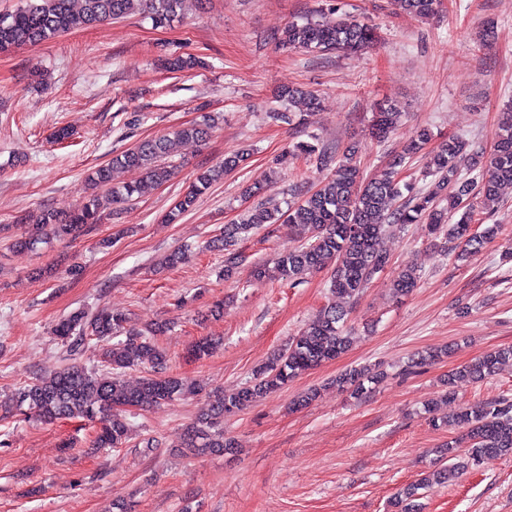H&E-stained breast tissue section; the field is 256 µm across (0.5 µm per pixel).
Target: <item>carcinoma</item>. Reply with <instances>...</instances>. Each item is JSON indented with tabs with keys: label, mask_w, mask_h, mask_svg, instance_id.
<instances>
[{
	"label": "carcinoma",
	"mask_w": 512,
	"mask_h": 512,
	"mask_svg": "<svg viewBox=\"0 0 512 512\" xmlns=\"http://www.w3.org/2000/svg\"><path fill=\"white\" fill-rule=\"evenodd\" d=\"M405 12L426 19L435 15L440 0H395ZM183 0H23L18 8L0 13V53L21 46L50 41L76 27H89L124 19L139 13L164 26L180 15ZM376 38L374 25L345 14L323 13L301 23L290 22L280 42L288 47L309 51L343 50L357 53ZM171 72H183L199 66L191 55L171 54L164 59ZM280 97L293 107L317 108L319 98L310 91L287 87ZM402 113L392 104L375 113L370 134L384 141L395 131ZM215 119L203 115L202 121L178 127L171 132L140 140L95 168L88 178L106 188L105 200L93 197L72 211L62 214L51 208L43 211L37 227L12 242V248L33 251L53 239H74L101 219L103 203L117 211L138 199L148 186H158L173 175L166 159L180 140H205ZM432 139L427 127L418 129L388 165L381 176L365 179L355 161L358 150L351 147L340 155L309 142L293 145L292 156L312 159L320 168L332 169V176L319 188L307 193L287 208H281L265 187L245 190L248 196L267 195L264 203L247 211L236 224L224 225V231L207 241L206 247L225 252L224 273L229 277L240 261L236 244L265 224H293L310 232L305 242L277 255L272 264H259L260 276L290 282L306 273L332 266V293L346 299L358 298L381 273L388 256L379 248L382 238L409 224H428L435 233L445 232L449 250L459 261L483 250L497 237L500 225L474 227L475 208L483 210L499 203L502 186L512 185V103L503 113L502 133L490 153L471 148L469 142L450 137L427 152ZM420 156L425 160L429 186L419 188L400 184V172L407 160ZM246 155L226 156L201 171L167 214L171 223L193 210L199 197L224 177L236 172ZM136 168L143 172L139 182L115 185L116 168ZM419 275L403 268L393 279L392 293L407 296L418 287ZM348 309L329 304L292 338L288 347L268 359L252 374L250 381L231 393H219L209 400L184 438L186 453L201 456L222 453L234 447L224 437V417L246 409L257 398L288 385L302 373L338 358L349 348L346 334ZM166 332L156 324L146 330L126 328L123 312L101 308L94 313L78 310L61 319L53 335L65 347V364L50 371L0 400V409L8 415L23 414L29 419L52 423L59 419L81 418L97 425L90 441L93 448H119L129 438L130 427L123 414L126 407L148 409L178 397L195 394V388L174 375L151 374L130 386L122 380L127 369L144 362L160 366L165 353L154 337ZM104 343L103 359L107 374L87 364L89 340ZM221 345L212 336L198 341L192 354L201 359ZM512 361V348L489 352L448 375V394L458 381L480 382L491 378L499 365ZM381 370L351 368L336 378L357 398L369 391V385L384 379ZM443 425L462 428L464 445L450 441L443 448L448 464L437 468L397 493L393 507L399 512H420L415 504L418 491L443 486L464 474L486 456H512V402L498 400L477 408H462L441 419Z\"/></svg>",
	"instance_id": "obj_1"
}]
</instances>
